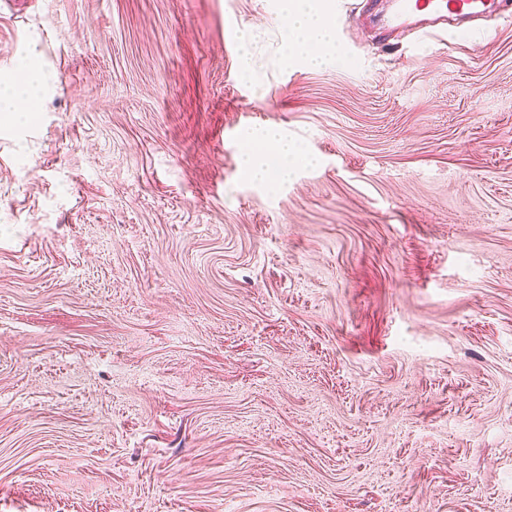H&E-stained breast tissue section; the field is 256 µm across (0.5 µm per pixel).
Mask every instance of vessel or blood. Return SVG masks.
I'll use <instances>...</instances> for the list:
<instances>
[{"mask_svg":"<svg viewBox=\"0 0 512 512\" xmlns=\"http://www.w3.org/2000/svg\"><path fill=\"white\" fill-rule=\"evenodd\" d=\"M511 7L512 0H390L378 25L387 39L409 27L428 35L448 21L481 18Z\"/></svg>","mask_w":512,"mask_h":512,"instance_id":"b4317fda","label":"vessel or blood"}]
</instances>
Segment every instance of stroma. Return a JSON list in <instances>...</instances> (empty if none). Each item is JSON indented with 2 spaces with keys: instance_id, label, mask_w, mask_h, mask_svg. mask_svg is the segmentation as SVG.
Segmentation results:
<instances>
[{
  "instance_id": "obj_1",
  "label": "stroma",
  "mask_w": 512,
  "mask_h": 512,
  "mask_svg": "<svg viewBox=\"0 0 512 512\" xmlns=\"http://www.w3.org/2000/svg\"><path fill=\"white\" fill-rule=\"evenodd\" d=\"M360 2L0 0V512H512V17ZM286 25L285 50L300 55L313 66L325 64L332 56V28L316 0H283ZM387 1L390 2L378 19L380 34L385 39L408 27L428 35L434 33L439 25H448L449 19L481 18L489 13L498 14L507 9L508 15H512L510 0ZM37 79L32 78L23 85L7 86L0 89V112H23L21 105L37 98L38 90L34 85ZM9 89L12 91L9 92ZM245 170L248 178L262 185H269L288 173V168H276L272 158L288 163V158L297 159L300 150L275 129L255 132L246 138Z\"/></svg>"
}]
</instances>
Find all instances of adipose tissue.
Segmentation results:
<instances>
[{"label": "adipose tissue", "instance_id": "1", "mask_svg": "<svg viewBox=\"0 0 512 512\" xmlns=\"http://www.w3.org/2000/svg\"><path fill=\"white\" fill-rule=\"evenodd\" d=\"M286 25L284 46L314 67L325 64L334 45L332 28L315 0H283ZM299 149L283 138L277 130L255 132L247 138L245 170L248 178L268 185L282 178L284 169L275 167L274 159L299 158Z\"/></svg>", "mask_w": 512, "mask_h": 512}]
</instances>
